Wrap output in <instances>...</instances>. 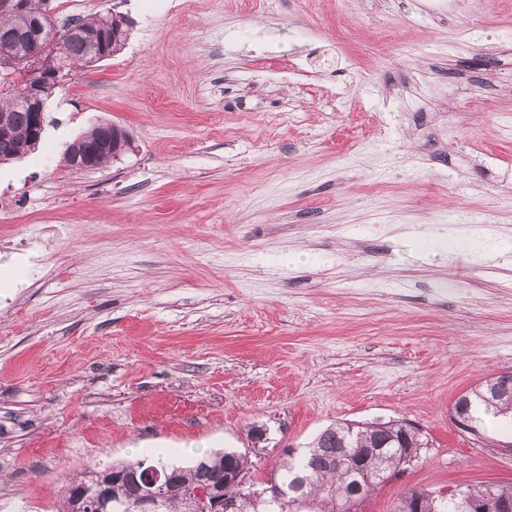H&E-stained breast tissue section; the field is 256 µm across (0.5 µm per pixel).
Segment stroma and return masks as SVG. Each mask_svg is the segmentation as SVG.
<instances>
[{
  "label": "stroma",
  "mask_w": 512,
  "mask_h": 512,
  "mask_svg": "<svg viewBox=\"0 0 512 512\" xmlns=\"http://www.w3.org/2000/svg\"><path fill=\"white\" fill-rule=\"evenodd\" d=\"M53 4L133 27L0 164V512L192 442L263 481L389 419L430 447L362 512L512 482V432L451 413L512 372V0ZM100 121L130 149L65 168Z\"/></svg>",
  "instance_id": "stroma-1"
}]
</instances>
